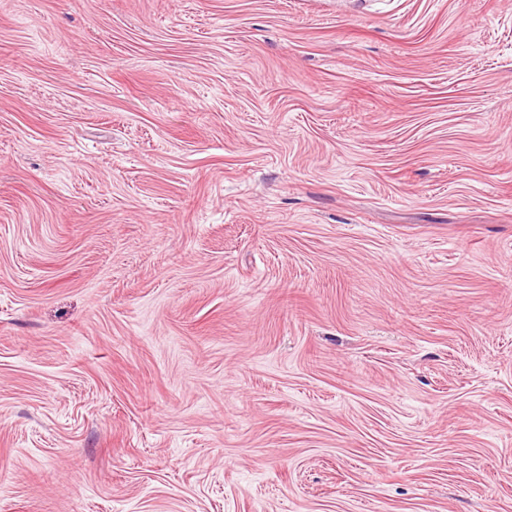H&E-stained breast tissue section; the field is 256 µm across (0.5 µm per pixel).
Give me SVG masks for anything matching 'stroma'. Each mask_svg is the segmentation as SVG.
<instances>
[{
    "mask_svg": "<svg viewBox=\"0 0 512 512\" xmlns=\"http://www.w3.org/2000/svg\"><path fill=\"white\" fill-rule=\"evenodd\" d=\"M0 512H512V0H0Z\"/></svg>",
    "mask_w": 512,
    "mask_h": 512,
    "instance_id": "stroma-1",
    "label": "stroma"
}]
</instances>
